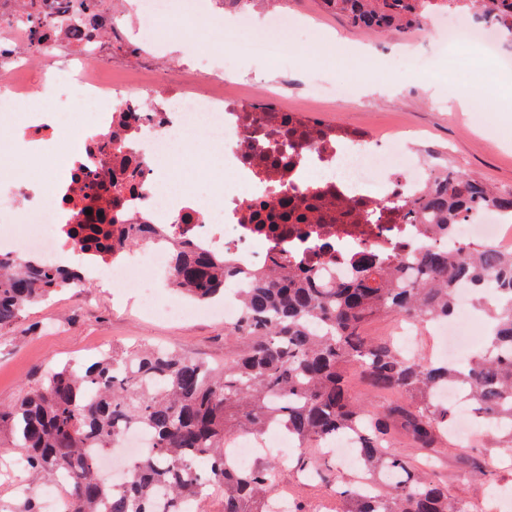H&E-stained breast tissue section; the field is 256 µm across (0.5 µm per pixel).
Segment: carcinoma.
Returning a JSON list of instances; mask_svg holds the SVG:
<instances>
[{"instance_id":"obj_1","label":"carcinoma","mask_w":512,"mask_h":512,"mask_svg":"<svg viewBox=\"0 0 512 512\" xmlns=\"http://www.w3.org/2000/svg\"><path fill=\"white\" fill-rule=\"evenodd\" d=\"M360 2L361 9L352 0H322L357 29L390 20L389 31L405 33L420 22L413 0ZM61 23L35 17L34 47H41L45 28ZM477 203L512 212V193L499 194L477 178L456 174L408 209L427 213L449 235ZM436 231L430 230L426 245L383 266L363 257L357 277L347 283L280 261L243 272L222 253L177 246L169 283L198 301L222 298L233 277L248 278L239 318L228 332L241 339L242 351L222 368L144 347L102 354L79 373L55 369L17 404L0 408V432L11 433L32 479L67 476L62 489L69 512H158L161 493L167 495L165 512H181L183 499L211 484L224 487V512H276L274 467L242 469L225 461L232 434L271 428L299 443L300 468L323 482L329 474L318 468L315 455L338 434L357 439L367 471L399 477L389 495L356 481L332 482L345 512H466L448 489L390 454L388 435L398 426L419 447H436L452 409L437 404L434 395L453 382L479 417L512 437V257L465 243L450 251L436 243ZM152 234L150 224H115L110 210L85 214L70 230L74 246L114 261ZM76 280L74 271L59 265L1 258L0 339L8 338L31 304ZM459 282L494 301L485 346L466 366L418 358L365 336L367 324L383 314L448 319ZM351 369L376 390L396 396L386 411L352 396L345 383ZM131 428L149 434V449L131 462L123 483L100 479L99 457Z\"/></svg>"}]
</instances>
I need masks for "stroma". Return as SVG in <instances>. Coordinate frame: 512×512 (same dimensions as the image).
I'll return each mask as SVG.
<instances>
[{
	"mask_svg": "<svg viewBox=\"0 0 512 512\" xmlns=\"http://www.w3.org/2000/svg\"><path fill=\"white\" fill-rule=\"evenodd\" d=\"M129 0H105L121 20V32L112 48L113 77L137 65L142 78L160 75L166 55L181 51L180 40L167 41L155 50L139 44ZM290 10L304 22V30L291 34L280 55L263 59L234 55L235 75L242 83H265L281 92L285 104L302 106L308 101L302 85L293 83L296 72L307 74L308 82L335 78L352 82L353 99L336 102L325 98L318 107L324 119L364 130L401 131L412 129L428 136L447 153L449 161L464 160V172L512 192V126H489L486 112L512 99V83L499 89L485 87L480 77L487 64L475 60L477 77L460 82L440 60L416 52L407 53L416 31L391 33L394 51L382 61L378 73L365 69L359 47L364 38L340 16L328 12L321 0H288ZM390 86L388 93L368 92L373 76ZM466 85L468 98L454 106L444 87ZM223 320L189 314L177 320L141 313L137 300L118 293L111 285L89 281L82 287L59 290L48 300L29 308L11 338L0 340V406L18 402L34 381L53 366H79L96 357V345L111 340L113 345L166 347L212 364H222L240 348L227 334ZM504 432L480 430L466 442L440 444L428 451L419 448L401 430H394L390 451L429 477L469 508L487 502L492 490L508 492L500 512H512V447H498ZM278 488L288 490L303 507L327 503L332 512H343L330 485L308 477L296 457H289L277 470Z\"/></svg>",
	"mask_w": 512,
	"mask_h": 512,
	"instance_id": "1",
	"label": "stroma"
}]
</instances>
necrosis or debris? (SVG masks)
<instances>
[{
  "label": "necrosis or debris",
  "mask_w": 512,
  "mask_h": 512,
  "mask_svg": "<svg viewBox=\"0 0 512 512\" xmlns=\"http://www.w3.org/2000/svg\"><path fill=\"white\" fill-rule=\"evenodd\" d=\"M428 52L447 56L448 66L468 76V53L478 50L494 72L512 73V0H416ZM139 30L161 27L184 31L190 42H204L212 29L244 18L237 0L197 17L182 30L181 0H137ZM26 0H0V112L21 111L34 91L76 97L95 103L97 116L84 126L79 151L54 192L35 181L13 180L0 187V257L66 261L86 274L135 295L148 315L177 319L186 308L160 297L156 273L169 269L174 244L188 241L222 252L253 270L280 259L299 260L339 282L355 278L359 256H386L394 244L427 243L422 216L408 214L410 201L434 188L440 170L430 158L414 157L404 137L380 132L350 134L335 123H307L302 113L275 106L267 86L253 87L244 99L214 92L230 84L225 73L206 64L172 59L166 78L147 85L113 81L106 54L118 24L111 12L85 22L88 32L74 57L55 60L69 28L47 30L40 50H26L30 25ZM268 37L247 44L253 56H275L279 34L298 29L288 0H270L264 12ZM200 144L218 161L217 174L205 191L188 183L161 180V172L178 163L186 145ZM110 182L94 202L112 208L125 224H156L152 243L140 249V278L125 266L90 262L65 235L86 203V173ZM464 241L501 253L512 252V213L490 204L467 210L448 246ZM287 434L253 437L241 433L229 442L230 459L240 468L276 450L294 447Z\"/></svg>",
  "instance_id": "4bbe7bcc"
}]
</instances>
